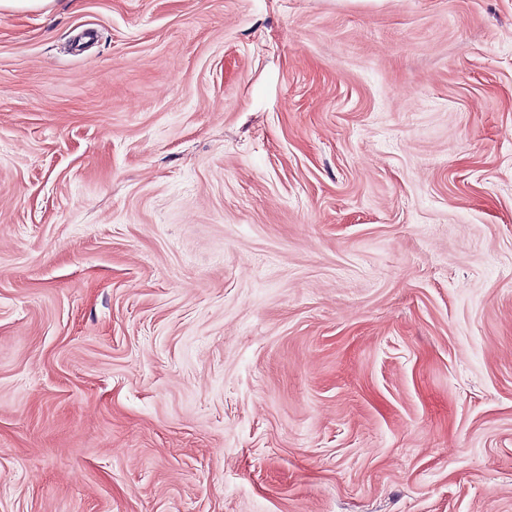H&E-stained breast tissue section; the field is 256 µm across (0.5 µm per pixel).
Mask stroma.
<instances>
[{"label":"stroma","instance_id":"stroma-1","mask_svg":"<svg viewBox=\"0 0 512 512\" xmlns=\"http://www.w3.org/2000/svg\"><path fill=\"white\" fill-rule=\"evenodd\" d=\"M0 512H512V0L0 11Z\"/></svg>","mask_w":512,"mask_h":512}]
</instances>
